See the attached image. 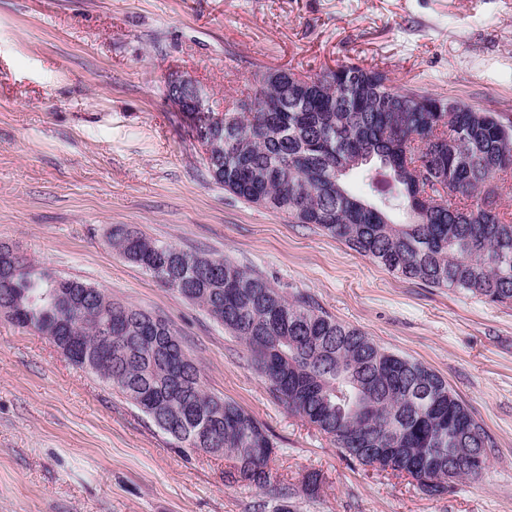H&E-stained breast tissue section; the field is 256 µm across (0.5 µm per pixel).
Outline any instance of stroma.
<instances>
[{"mask_svg": "<svg viewBox=\"0 0 512 512\" xmlns=\"http://www.w3.org/2000/svg\"><path fill=\"white\" fill-rule=\"evenodd\" d=\"M346 62L512 120V0H0V243L169 319L206 390L274 435L290 512H512V306L228 194L166 98L175 72L221 111L258 68ZM116 224L252 268L441 375L496 441L482 477L431 494L349 460L272 398L242 341L112 248ZM233 470L0 315V512H257L262 489Z\"/></svg>", "mask_w": 512, "mask_h": 512, "instance_id": "1", "label": "stroma"}]
</instances>
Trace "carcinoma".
Segmentation results:
<instances>
[{"mask_svg": "<svg viewBox=\"0 0 512 512\" xmlns=\"http://www.w3.org/2000/svg\"><path fill=\"white\" fill-rule=\"evenodd\" d=\"M205 162L234 197L312 224L392 273L512 305V213L494 183L512 173V122L496 112L396 87L353 62L314 76L266 68L224 111ZM110 242L245 341L274 398L344 455L429 492L483 475L496 442L432 369L223 258L126 224ZM0 313L53 337L76 366L91 363L177 448L232 457L239 479L265 490L262 512H288V489L270 481L273 436L204 389L167 319L38 272L3 244Z\"/></svg>", "mask_w": 512, "mask_h": 512, "instance_id": "1", "label": "carcinoma"}]
</instances>
